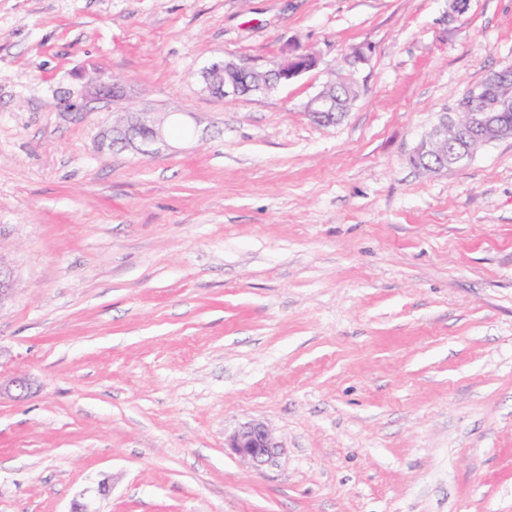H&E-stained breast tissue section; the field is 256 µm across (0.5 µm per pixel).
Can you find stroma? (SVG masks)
I'll return each mask as SVG.
<instances>
[{"label": "stroma", "mask_w": 512, "mask_h": 512, "mask_svg": "<svg viewBox=\"0 0 512 512\" xmlns=\"http://www.w3.org/2000/svg\"><path fill=\"white\" fill-rule=\"evenodd\" d=\"M447 12L0 0V380L33 383L0 395V512H512V138L410 162L512 67V0ZM309 52L271 93L201 78ZM101 75L165 146L99 150ZM252 420L259 470L224 446ZM336 93L342 103L343 112H337L338 98L325 87L307 103L306 114L311 119L320 121L322 125H336L344 118L345 112L358 97V89L348 82L338 87Z\"/></svg>", "instance_id": "obj_1"}]
</instances>
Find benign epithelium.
<instances>
[{"label":"benign epithelium","mask_w":512,"mask_h":512,"mask_svg":"<svg viewBox=\"0 0 512 512\" xmlns=\"http://www.w3.org/2000/svg\"><path fill=\"white\" fill-rule=\"evenodd\" d=\"M317 58L312 54H295L285 58L275 68L258 71L241 67L233 62H216L209 71L223 76L221 91L224 95H237L240 80L263 75L267 82L275 85L286 83L304 72L314 69ZM512 86V67L492 71L487 75L484 90L496 92ZM120 93L115 82L101 81L93 90L99 99L110 100ZM462 112H443L427 139L422 141L415 151L413 162L419 166L427 159L432 160V169L436 173L448 171V164H459L473 156L470 144L473 141L486 142L506 129L505 116L512 111V98L502 97L497 105L498 112H488L480 106L481 99L471 97ZM306 114L323 125L340 122L345 113L338 111V98L328 89H323L306 105ZM164 142L162 128L156 124L149 112L131 116L125 122L112 127L103 135L100 147L113 149L119 144L146 152ZM13 293V277L9 268L0 263V303L9 299ZM228 447L241 459L255 467H261L271 461L278 452L267 426L252 421L240 426L228 438Z\"/></svg>","instance_id":"1"}]
</instances>
